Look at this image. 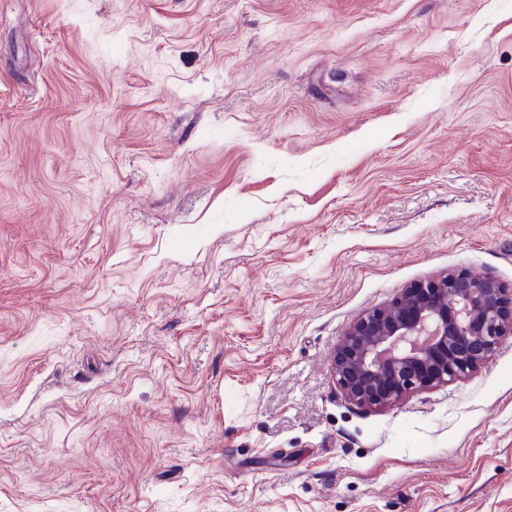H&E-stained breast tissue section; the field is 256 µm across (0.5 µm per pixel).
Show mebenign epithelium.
I'll use <instances>...</instances> for the list:
<instances>
[{"mask_svg": "<svg viewBox=\"0 0 512 512\" xmlns=\"http://www.w3.org/2000/svg\"><path fill=\"white\" fill-rule=\"evenodd\" d=\"M511 335L512 290L490 277L446 273L355 320L334 352L333 375L351 402L385 408L468 379Z\"/></svg>", "mask_w": 512, "mask_h": 512, "instance_id": "7a95c632", "label": "benign epithelium"}]
</instances>
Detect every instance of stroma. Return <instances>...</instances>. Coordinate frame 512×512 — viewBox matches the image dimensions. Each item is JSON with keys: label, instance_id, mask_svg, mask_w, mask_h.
I'll return each mask as SVG.
<instances>
[{"label": "stroma", "instance_id": "stroma-1", "mask_svg": "<svg viewBox=\"0 0 512 512\" xmlns=\"http://www.w3.org/2000/svg\"><path fill=\"white\" fill-rule=\"evenodd\" d=\"M448 271L512 289V0H0V512H512V335L331 373Z\"/></svg>", "mask_w": 512, "mask_h": 512}]
</instances>
